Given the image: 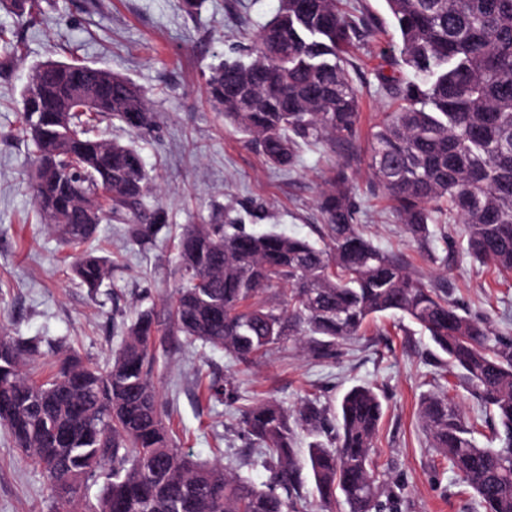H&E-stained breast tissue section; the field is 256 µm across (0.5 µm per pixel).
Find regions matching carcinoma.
Listing matches in <instances>:
<instances>
[{
    "label": "carcinoma",
    "mask_w": 512,
    "mask_h": 512,
    "mask_svg": "<svg viewBox=\"0 0 512 512\" xmlns=\"http://www.w3.org/2000/svg\"><path fill=\"white\" fill-rule=\"evenodd\" d=\"M36 20L38 0H10ZM338 0H279L246 60L213 67L208 101L267 162L285 169L303 144L322 145L349 166L356 144L358 90L344 53L360 37ZM399 33V63L414 79L381 76L400 104L370 134L367 167L419 245L430 225L462 224L468 252L512 273V0H385ZM22 134L32 146L34 206L60 242L75 250L72 272L95 293L112 262L83 249L97 225H128L131 238L157 234L165 212L133 142L98 137L104 119L133 133L154 124L140 90L109 68L47 60L22 88ZM345 171L318 199L325 247L273 231L251 233L225 214L221 224H186L177 238L181 287L166 322L137 314L110 363L72 353L58 373L33 380L27 364L40 340L0 336V425L40 469L55 502L71 512H301L298 431L309 445L314 494L330 512H381L372 448L383 416L374 388L348 390L339 414L309 400L296 414L275 402L243 410L239 425L271 472L258 486L217 464L198 463L174 445L151 380L158 337L182 336L222 348L241 362L290 339L329 358L336 345L394 313L427 333L445 365L495 422L497 448L478 446L476 424L448 399L428 396L420 416L432 447L478 497L484 512H512V339L413 278L402 258L375 246L356 222ZM270 288L287 300L268 304ZM94 504L79 494L103 469Z\"/></svg>",
    "instance_id": "carcinoma-1"
}]
</instances>
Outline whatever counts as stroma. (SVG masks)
I'll list each match as a JSON object with an SVG mask.
<instances>
[{
    "label": "stroma",
    "mask_w": 512,
    "mask_h": 512,
    "mask_svg": "<svg viewBox=\"0 0 512 512\" xmlns=\"http://www.w3.org/2000/svg\"><path fill=\"white\" fill-rule=\"evenodd\" d=\"M37 22L0 9V28L19 39L17 55L0 60V333L40 337L43 354L29 369L35 380L54 370L70 350L105 364L124 340L136 311L163 312L179 283L174 246L183 225L205 224L224 210L249 231L273 230L322 244L317 199L326 179L345 170L356 187L357 219L379 248L402 255L425 284L483 319L496 335L512 338V273L481 265L466 250L461 226L447 249L443 225H431L426 248H417L388 200L374 191L366 164L345 169L319 145L302 147L293 168L271 167L256 148L210 105L209 68L242 58L278 0H204L186 15L178 0H40ZM354 22L372 16L375 37L347 52L348 70L361 97L360 127L369 133L395 109L379 77L398 74V35L383 0H343ZM76 58L107 67L145 91L156 120L139 137L102 122L109 139L134 141L157 188L151 198L167 225L149 242L132 239L126 225L100 224L88 249L113 261L112 276L89 293L72 274L73 253L60 245L35 211L27 183L31 146L20 131V93L32 65ZM152 380L172 436L182 451L209 464L240 468L259 485L270 472L248 454L238 424L245 408L274 401L297 411L309 399L336 408L356 385L382 396L384 417L374 449L383 512H482L471 489L430 445L418 416L428 395L447 396L466 420L480 412L462 379L446 372L429 337L398 315L369 324L362 336L317 359L293 342L242 363L224 350L167 341L158 346ZM224 389L212 397L210 386ZM0 512H55L41 471L0 426Z\"/></svg>",
    "instance_id": "obj_1"
}]
</instances>
